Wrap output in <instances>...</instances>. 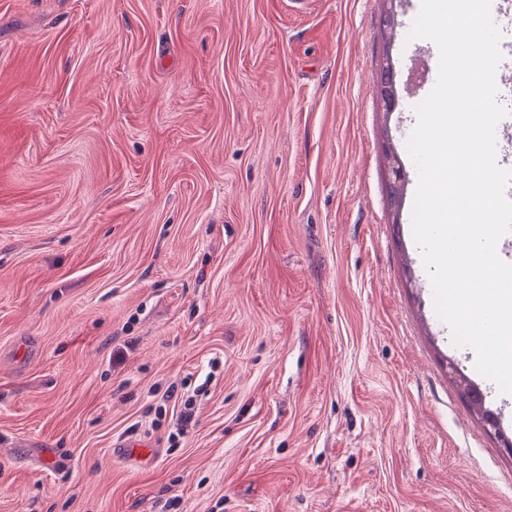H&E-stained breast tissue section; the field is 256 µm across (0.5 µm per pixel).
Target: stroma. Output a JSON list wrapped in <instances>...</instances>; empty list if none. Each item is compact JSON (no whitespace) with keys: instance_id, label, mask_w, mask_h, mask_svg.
Instances as JSON below:
<instances>
[{"instance_id":"stroma-1","label":"stroma","mask_w":512,"mask_h":512,"mask_svg":"<svg viewBox=\"0 0 512 512\" xmlns=\"http://www.w3.org/2000/svg\"><path fill=\"white\" fill-rule=\"evenodd\" d=\"M420 5L0 0V512H512L378 96L437 81ZM378 93L386 111H393L398 95L394 80V67L389 55L387 56V65L383 69L382 79L378 86Z\"/></svg>"}]
</instances>
